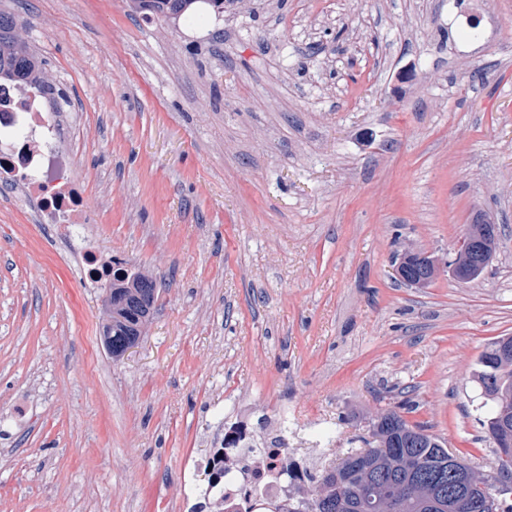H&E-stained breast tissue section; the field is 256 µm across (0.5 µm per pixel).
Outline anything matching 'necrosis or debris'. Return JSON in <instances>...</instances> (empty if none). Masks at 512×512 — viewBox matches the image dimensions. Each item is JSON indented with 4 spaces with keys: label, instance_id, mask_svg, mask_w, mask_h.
I'll return each instance as SVG.
<instances>
[{
    "label": "necrosis or debris",
    "instance_id": "necrosis-or-debris-1",
    "mask_svg": "<svg viewBox=\"0 0 512 512\" xmlns=\"http://www.w3.org/2000/svg\"><path fill=\"white\" fill-rule=\"evenodd\" d=\"M79 125L76 104L54 89L35 84L23 93L9 79L0 80V181L32 201L35 223L55 225L72 242L84 239L91 221L66 147ZM200 464L214 480L195 489V512H257L264 501L288 504L283 448L274 440L255 447L246 423L225 431Z\"/></svg>",
    "mask_w": 512,
    "mask_h": 512
}]
</instances>
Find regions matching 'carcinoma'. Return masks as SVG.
Returning <instances> with one entry per match:
<instances>
[{"label":"carcinoma","instance_id":"carcinoma-1","mask_svg":"<svg viewBox=\"0 0 512 512\" xmlns=\"http://www.w3.org/2000/svg\"><path fill=\"white\" fill-rule=\"evenodd\" d=\"M136 13L177 19L184 15L224 9V0H130ZM13 15L0 12V77L18 85L33 82L35 62L28 45L19 38ZM153 275L147 270L118 267L112 271V288L105 303L108 319L103 342L117 360L136 346L145 334L157 301ZM512 344V336L493 342L480 358L476 378L489 401L490 417L484 421L488 439L500 430L502 409L512 413V357L502 358L498 347ZM373 445L348 451L341 462L315 483L308 496L294 499L288 509L280 506L266 512H332L336 502L347 505L344 512H356L359 500L392 498L393 512H430L427 503L437 497L440 486H448V448L435 435L409 424L394 410L381 412L372 421Z\"/></svg>","mask_w":512,"mask_h":512}]
</instances>
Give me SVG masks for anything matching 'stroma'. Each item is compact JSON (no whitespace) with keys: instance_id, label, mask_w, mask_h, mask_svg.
I'll use <instances>...</instances> for the list:
<instances>
[{"instance_id":"1","label":"stroma","mask_w":512,"mask_h":512,"mask_svg":"<svg viewBox=\"0 0 512 512\" xmlns=\"http://www.w3.org/2000/svg\"><path fill=\"white\" fill-rule=\"evenodd\" d=\"M0 0L83 108L71 149L101 256L150 269L113 360L106 291L55 227L0 197V512H191L213 437L288 420L311 474L385 409L491 474L475 379L512 336V0ZM501 225L476 280L444 262ZM443 265L424 288L396 258ZM130 7L136 13L152 15L158 18H181L184 15L206 11L210 8L222 10L224 0H130Z\"/></svg>"}]
</instances>
